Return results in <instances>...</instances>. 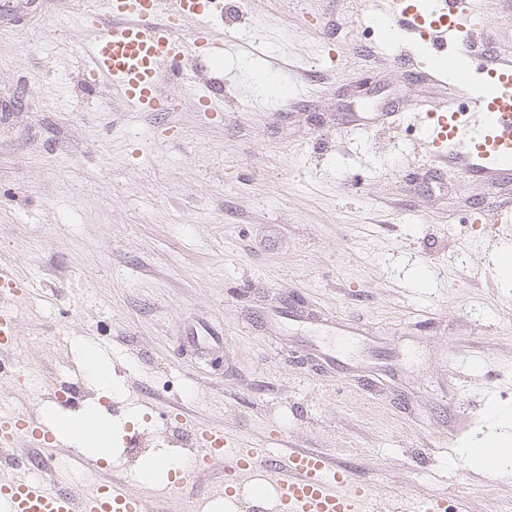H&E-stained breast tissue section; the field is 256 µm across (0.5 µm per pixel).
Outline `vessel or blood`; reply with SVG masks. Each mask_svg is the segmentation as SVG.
Here are the masks:
<instances>
[{
	"instance_id": "obj_1",
	"label": "vessel or blood",
	"mask_w": 512,
	"mask_h": 512,
	"mask_svg": "<svg viewBox=\"0 0 512 512\" xmlns=\"http://www.w3.org/2000/svg\"><path fill=\"white\" fill-rule=\"evenodd\" d=\"M98 11L81 17L93 36L84 44L83 83L108 80L136 112H163L168 107L161 85L165 76L181 74L187 64V45L197 46L198 61L209 74L208 92L197 102L210 111L212 97L224 80V42L214 37L201 18L206 10L223 12V0H99ZM200 19L191 40L180 36L179 23ZM483 20V0H429L415 7L407 0H389L386 24L390 30L421 38L419 50L434 62L447 55L463 60L466 72L483 77L481 91L451 106L432 105L412 113L414 126L422 128V144L437 162L457 164L464 173L512 171V53L475 56L471 44ZM0 293L21 299L28 291L11 267L0 264ZM15 316L0 309V365L14 344ZM171 417L192 429L196 452L171 483L181 490L210 470L214 460L225 462L224 491H232L237 478L262 469L278 487L277 512H373L368 497L351 476L329 455L288 445L269 455L236 441L223 429L197 425L184 408ZM51 422L0 411V447L22 448L54 439ZM93 490L60 488L53 469L43 475L18 474L0 481V505L5 512H149L144 500L131 498L115 470L85 457Z\"/></svg>"
}]
</instances>
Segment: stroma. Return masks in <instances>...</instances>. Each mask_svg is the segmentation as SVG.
<instances>
[{
  "mask_svg": "<svg viewBox=\"0 0 512 512\" xmlns=\"http://www.w3.org/2000/svg\"><path fill=\"white\" fill-rule=\"evenodd\" d=\"M90 2L0 0V262L30 290L10 361L42 377L0 378V406L62 418L43 382L88 387L90 348L120 411L97 388L82 412L113 420L119 470L132 426L164 442L174 403L272 454H330L380 507L512 512V467L469 462L512 435V220L473 221L512 203V174L419 148L406 111L446 93L415 79L385 0H223L209 24L238 49L211 112L192 68L163 83L167 112L85 87ZM484 8L476 51L512 50V11ZM285 303L302 318L271 327ZM205 325L222 344L187 343Z\"/></svg>",
  "mask_w": 512,
  "mask_h": 512,
  "instance_id": "stroma-1",
  "label": "stroma"
}]
</instances>
